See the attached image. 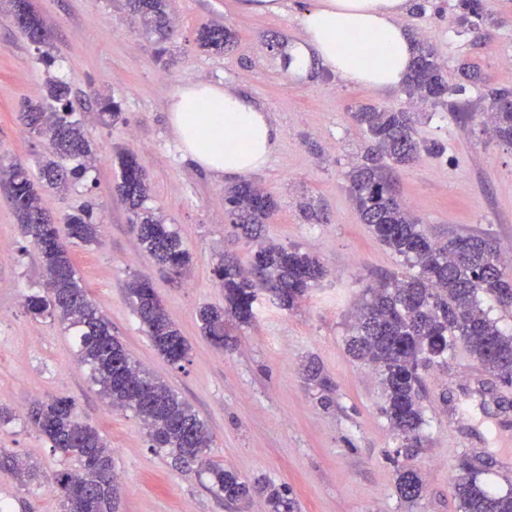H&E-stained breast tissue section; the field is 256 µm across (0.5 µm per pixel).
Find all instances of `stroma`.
<instances>
[{"label":"stroma","instance_id":"obj_1","mask_svg":"<svg viewBox=\"0 0 512 512\" xmlns=\"http://www.w3.org/2000/svg\"><path fill=\"white\" fill-rule=\"evenodd\" d=\"M455 2L443 0L445 17L411 8L400 22L430 41L448 69L473 63L488 88L512 91V67L504 64L512 58V0H489L500 24L477 44L449 26ZM314 3L285 0L283 12L266 14L247 10L245 0H172L174 33L161 43L142 32L128 0H32L50 34L54 62L48 65L20 34L10 0H0V165L16 161L36 171L47 143L23 127L22 105L42 96L47 79L66 82L98 161L87 183L43 191L42 206L59 222L93 205L102 222L99 240L72 250L88 297L131 355L208 423L215 461L252 480L288 485L298 512H459L454 481L462 452L481 453L488 488L512 489V386L457 348L447 367L425 376L426 423L421 449L410 458L380 412L377 376L348 354L347 326L360 290L386 274L412 272L362 224L346 190L344 174L368 139L351 114L360 105L402 110L408 98L400 89L345 85L316 66L300 79L288 73L283 58L299 35L297 16ZM210 24L234 32L232 51L197 44L198 30ZM201 79L247 93L270 112L280 138L267 166L250 175L277 202L264 238L300 246L326 271L294 310L261 298L256 322L235 330L234 345L222 351L203 335L198 311L224 301L213 275L218 260L228 253L249 265L256 245L232 227L224 202L231 179L190 166L174 144L167 99ZM107 101L120 104L122 121H101ZM416 137L443 152L396 172L410 211L432 234L486 236L512 259V148L490 136L481 120L462 123L445 113L419 124ZM120 150L133 153L147 174V207L172 224L193 255L182 278H171L139 246L133 215L115 191ZM311 198L324 208L322 223H308L299 211ZM135 277L151 279L189 342L182 367L157 355L133 313L125 284ZM43 283L39 254L0 189V406L15 416L0 427V450L37 463L43 474L28 486L0 480V501L11 512H60L50 481L66 462L24 424L32 402L53 395L75 398L81 417L112 448L121 512H267L262 497L231 503L208 490L205 475L172 468L132 412L106 404L62 325L32 318L24 308V297ZM312 364L328 387L309 381ZM408 463L425 481L412 506L396 489L397 472Z\"/></svg>","mask_w":512,"mask_h":512}]
</instances>
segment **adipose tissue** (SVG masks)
<instances>
[{
    "mask_svg": "<svg viewBox=\"0 0 512 512\" xmlns=\"http://www.w3.org/2000/svg\"><path fill=\"white\" fill-rule=\"evenodd\" d=\"M408 0H316L300 17L288 50L301 77L319 64L345 84L388 92L404 83L413 44L399 18ZM168 123L184 161L216 177L261 170L280 137L270 113L249 95L209 81L183 84L168 100Z\"/></svg>",
    "mask_w": 512,
    "mask_h": 512,
    "instance_id": "obj_1",
    "label": "adipose tissue"
}]
</instances>
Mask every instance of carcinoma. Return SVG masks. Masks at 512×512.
<instances>
[{"label": "carcinoma", "instance_id": "cac0c4a2", "mask_svg": "<svg viewBox=\"0 0 512 512\" xmlns=\"http://www.w3.org/2000/svg\"><path fill=\"white\" fill-rule=\"evenodd\" d=\"M12 2L21 33L30 42L47 46L48 32L30 0ZM168 2L129 0V6L144 33L166 40L171 34ZM454 8L452 24L459 34L476 39L495 23L484 0H457ZM198 41L204 48L225 52L234 45V34L226 26L205 25L198 31ZM413 44L412 67L405 81L409 98L436 106L444 103L447 95L463 96L468 87L483 83L470 64L460 63L457 73L451 74L426 40L415 37ZM508 95L507 91L488 93L487 111L496 138L512 146V101L507 100ZM22 116L30 131L48 136L52 146L36 175L20 165L0 168V182L46 274L44 294L27 296V312L35 318H56L71 333L77 360L86 368L90 383L110 407L131 410L139 417L156 453L171 458L177 468L195 467L208 475L209 490L228 501L259 491L266 497L269 512H295L297 504L288 486L273 481L255 486L212 460L206 423L175 390L133 359L88 298L72 253L40 198L43 188L63 191L85 181L93 168L94 157L67 83L47 80L43 96L27 103ZM353 118L366 129L371 145L345 173L351 198L375 238L417 272L403 278L386 277L362 290L347 346L355 359L378 374L385 398L381 413L413 453L421 444L420 433L426 424L421 403L423 373L447 366L458 346H464L486 372L512 385V333L500 329L482 305V299L490 297L500 305L512 306V273H507L501 251L491 239L461 234L433 237L398 199L393 166L415 162L423 150L430 154L440 151L437 143L422 146L414 138V113L365 106L353 113ZM118 161L116 191L132 210L141 250L158 266L181 275L191 262L189 250L172 225L144 206L149 184L137 159L124 152ZM226 203L234 228L253 238L260 237L263 224L276 208L268 192L245 180L226 190ZM65 224L73 244L97 243L101 224L94 219L92 208L67 215ZM215 275L224 289V305L201 308L199 320L211 343L224 349L232 341L225 331L226 322L232 319L240 326L250 325L256 319L260 292L277 288L273 295L277 305L292 310L326 271L317 258L298 246L268 243L259 246L248 268L224 256ZM126 292L154 349L170 365L181 366L189 357L190 346L152 282L134 278L127 282ZM26 423L48 440L54 451L78 464V468L54 476L60 512H67L68 498L76 489L86 494L84 512H120V488L109 446L98 430L80 417L74 399L52 396L33 401ZM0 472L23 485L37 478L36 469L27 461L2 451ZM479 475L478 471L462 474L455 481L460 512H512V489L493 492ZM397 489L404 502H417L424 491L419 470L412 465L402 467Z\"/></svg>", "mask_w": 512, "mask_h": 512}]
</instances>
